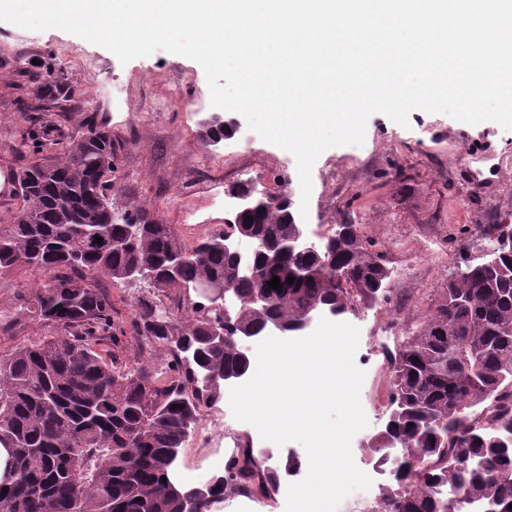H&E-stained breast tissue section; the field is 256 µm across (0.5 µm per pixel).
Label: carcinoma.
I'll use <instances>...</instances> for the list:
<instances>
[{
    "mask_svg": "<svg viewBox=\"0 0 512 512\" xmlns=\"http://www.w3.org/2000/svg\"><path fill=\"white\" fill-rule=\"evenodd\" d=\"M67 96L58 82L36 87L37 110ZM28 136L59 144L60 129L45 119ZM116 147L95 123L62 152L23 169L17 194L28 203L0 224V271L25 268L34 275L13 319L38 320L54 333L0 359V444L13 450L10 482L0 485V512H184L183 486L173 473L183 444L204 409L220 399L200 378H220L240 366L238 331L265 319L297 322L310 309L343 314L353 299L385 303L391 272L382 253L357 232L338 224L326 238L322 260L302 255L292 263L306 275L288 282L268 258L285 244L293 224L289 201L277 197L243 225L259 252L254 278L237 274L224 258V233L191 248L170 224L143 205L120 198L104 176L115 172ZM461 235L509 245L480 265H465L440 288L431 317L406 337L391 357L395 415L372 437V455L396 468L395 483L380 492L376 512H474L505 505L512 512V225H462ZM102 244L95 246L96 238ZM181 281L222 278L239 298L237 330L213 340L212 325L194 302L195 318L179 322L154 303L141 301L132 320L139 351L165 348L169 379L148 367L126 370L97 346L113 342L112 301L98 279L143 281L163 295ZM346 275L335 286L329 272ZM280 276L282 289L267 282ZM263 291V313L248 298ZM492 403L489 423L474 412ZM430 460L438 461L434 468ZM279 481L249 449L229 460L224 473L205 483L195 512H210L228 490L268 496Z\"/></svg>",
    "mask_w": 512,
    "mask_h": 512,
    "instance_id": "1",
    "label": "carcinoma"
}]
</instances>
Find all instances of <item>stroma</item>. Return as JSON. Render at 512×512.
Returning a JSON list of instances; mask_svg holds the SVG:
<instances>
[{"instance_id": "1", "label": "stroma", "mask_w": 512, "mask_h": 512, "mask_svg": "<svg viewBox=\"0 0 512 512\" xmlns=\"http://www.w3.org/2000/svg\"><path fill=\"white\" fill-rule=\"evenodd\" d=\"M45 74L68 90L54 116L65 139L79 138L89 123L103 125L117 148L113 190L173 225L186 246L232 218L229 187L246 181L276 193L300 189L294 156L249 131L245 119L225 113L237 122V133L218 144L204 138L203 122L214 108L196 61L158 51L124 64L109 49L64 30L0 22V224L23 206L14 190L18 174L50 153L29 139L32 115L25 110L34 77ZM487 152L512 158V129L416 110L405 127L372 115L363 145L329 148L312 168L310 234L327 236L351 222L376 241L392 272L391 293L368 312L397 322L402 336L429 318L440 288L470 252L473 237L456 235V228L512 222V189L499 171L487 166L482 175L473 173V158ZM32 279L23 268L0 274V358L50 333L40 322L8 318ZM99 286L112 299L118 338L109 351L118 364L163 371L165 349L139 351L129 332L147 288L107 278ZM225 406L218 401L197 423L209 430L208 443L189 436L180 455L186 481L206 482L227 463L224 433L211 425Z\"/></svg>"}]
</instances>
